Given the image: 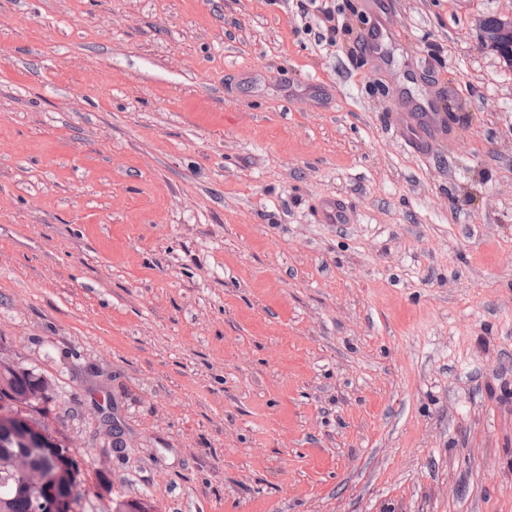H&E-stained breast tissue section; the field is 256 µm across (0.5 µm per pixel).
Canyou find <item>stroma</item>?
I'll return each mask as SVG.
<instances>
[{"mask_svg":"<svg viewBox=\"0 0 512 512\" xmlns=\"http://www.w3.org/2000/svg\"><path fill=\"white\" fill-rule=\"evenodd\" d=\"M334 5L0 0V359L73 512H512V0ZM495 18L497 20V24L494 27L487 24L485 16L478 19L477 27L479 31L480 45L483 49L495 51L511 68V55L508 53L502 56L501 46L503 39L512 35V12L509 15L496 14ZM420 107L421 109L418 106L416 112H414L420 117L415 132L420 138L433 142L443 131L444 118L441 114L432 109L429 100L420 105ZM42 381L43 379L34 376L27 369L0 363V396H23L32 392Z\"/></svg>","mask_w":512,"mask_h":512,"instance_id":"stroma-1","label":"stroma"}]
</instances>
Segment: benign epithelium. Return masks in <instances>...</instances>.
Listing matches in <instances>:
<instances>
[{"instance_id":"obj_1","label":"benign epithelium","mask_w":512,"mask_h":512,"mask_svg":"<svg viewBox=\"0 0 512 512\" xmlns=\"http://www.w3.org/2000/svg\"><path fill=\"white\" fill-rule=\"evenodd\" d=\"M495 18L496 26H489L483 16L478 19L477 27L481 47L499 54L503 39L512 35V13L497 14ZM53 391L54 387L48 380L33 394L0 398V445L19 463L15 477L21 488L28 487L27 476L37 468L33 461L34 453L51 457L53 469L44 476L37 489L53 495V512H72L71 497L54 496V490H64L72 482L75 459L71 449L59 444L26 415L27 409L48 400Z\"/></svg>"}]
</instances>
